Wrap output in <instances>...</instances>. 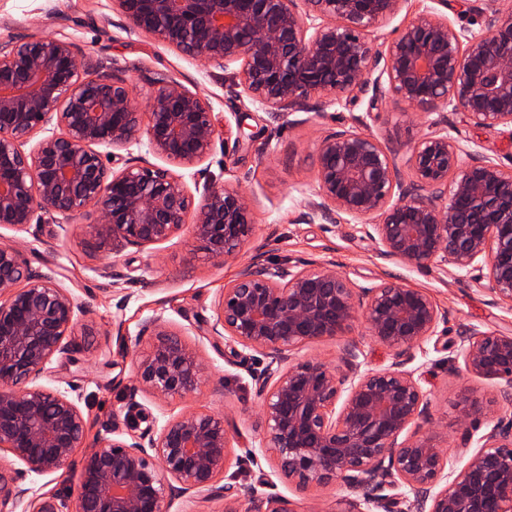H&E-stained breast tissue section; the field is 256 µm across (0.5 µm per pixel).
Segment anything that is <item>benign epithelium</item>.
Segmentation results:
<instances>
[{"label": "benign epithelium", "instance_id": "obj_1", "mask_svg": "<svg viewBox=\"0 0 512 512\" xmlns=\"http://www.w3.org/2000/svg\"><path fill=\"white\" fill-rule=\"evenodd\" d=\"M130 26L197 60L224 64V89L279 122L344 99L420 109L439 104L477 129L512 134V5L479 0V31L456 28L431 8L377 43L373 29L407 0H114ZM146 121L126 78L81 64L64 40L0 42V226L22 230L42 212L92 209L99 247L162 243L189 227L211 259L236 258L253 235L252 203L210 182L189 192L172 167L210 154L216 125L209 103L176 82L153 79ZM366 122L324 135L316 190L297 221H360L379 256L406 267L448 264L495 300L512 304V166L467 150L448 119L415 140L400 167ZM47 135L30 144L39 132ZM146 139L166 162L133 159L115 171L99 146ZM192 224H186L188 215ZM363 320L368 336L398 361L365 369L360 348H343V368L290 358L296 347L334 339ZM448 324V311L423 289L391 277L362 286L330 262L270 267L260 256L224 287L211 335L231 349L264 354L256 392L263 409L259 447L298 489L340 487L338 512H512V421L454 453L421 433L431 421L411 350ZM75 304L19 251L0 247V512H64L54 496L32 495L23 472H77L79 512H162L174 492L212 491L231 454L224 417L184 412L158 432L114 439L74 470L87 421L68 395L37 384L46 364L68 351ZM134 362L142 391L183 398L208 378L197 352L163 320ZM466 374L512 388V335L470 326L460 332ZM486 414L468 397L463 424ZM387 488L391 494L384 495ZM224 512H238L244 487L226 483ZM252 512H292L276 495Z\"/></svg>", "mask_w": 512, "mask_h": 512}]
</instances>
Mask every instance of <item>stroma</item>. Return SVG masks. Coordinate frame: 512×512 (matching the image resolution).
Listing matches in <instances>:
<instances>
[{
  "mask_svg": "<svg viewBox=\"0 0 512 512\" xmlns=\"http://www.w3.org/2000/svg\"><path fill=\"white\" fill-rule=\"evenodd\" d=\"M60 39L75 44L80 61L90 59L118 71L134 86L137 112H148L153 78L164 75L205 97L219 135L210 155L182 169L188 188L215 179L240 189L252 201L254 232L237 258L202 257L188 231L166 242L117 251L97 248L90 226L95 213L49 219L18 230L0 227V246L18 249L28 265L50 274L76 305L77 324L68 336L69 357L52 359L41 385L67 391L87 421V440L74 461L111 439L158 430L170 417L187 410L222 414L233 451L223 482L243 485L258 494L289 500L292 512H336L339 490H296L277 474L271 457L253 452L263 433L262 405L255 388L266 358L249 350L231 351L212 339L209 326L225 284L254 256L269 263L289 260L332 262L338 272L360 284L391 276L426 289L448 312L445 335L415 348V365L428 390L432 421L424 425L447 450H454L463 431L458 406L463 397L482 400L487 420H512V399L499 385L466 375L454 346L467 326L512 333V305L493 301L454 268L405 267L380 258L375 244L356 224H300L296 218L315 189L317 144L326 132L367 118L368 130L405 160L408 146L427 133L438 111L391 103L367 116V102H343L324 114H297L281 125L245 100L228 97L224 67L197 61L143 33L128 28L114 0H0V39L19 42ZM471 149L503 164L512 163V134L507 129H473L460 113L448 115ZM161 318L180 332L206 365L210 377L183 399L159 400L136 391L132 361L151 341L147 325ZM358 342L365 367L389 366L393 355L374 343L364 321L346 336L296 348V360L319 359L339 364L345 339Z\"/></svg>",
  "mask_w": 512,
  "mask_h": 512,
  "instance_id": "stroma-1",
  "label": "stroma"
}]
</instances>
